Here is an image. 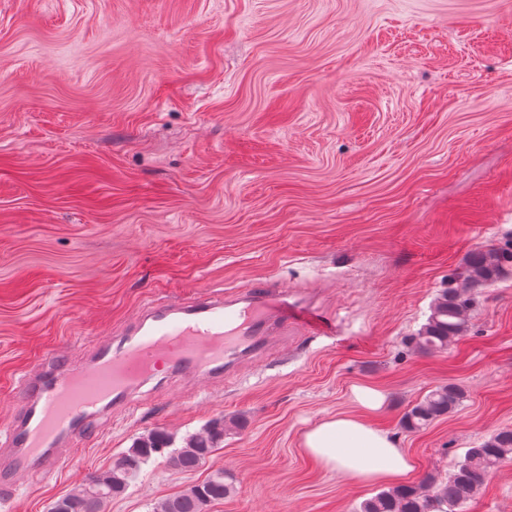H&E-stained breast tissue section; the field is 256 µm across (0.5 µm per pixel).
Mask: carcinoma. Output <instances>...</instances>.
I'll list each match as a JSON object with an SVG mask.
<instances>
[{"label":"carcinoma","mask_w":512,"mask_h":512,"mask_svg":"<svg viewBox=\"0 0 512 512\" xmlns=\"http://www.w3.org/2000/svg\"><path fill=\"white\" fill-rule=\"evenodd\" d=\"M510 264L512 247L472 252L461 283L437 295L426 322L408 338V344L423 353L448 350L468 331V313L475 302V292L496 283ZM464 398L463 390L454 384L437 386L404 413L401 426L410 431L423 429L453 412ZM222 442V423L207 426L174 450L170 449V436L155 430L136 440L107 470L90 476L86 483L61 496L62 512H105L112 498L123 494L150 460L160 457L174 469L190 472L200 467ZM507 461H512V429H501L467 449L447 475L427 474L417 484L383 489L363 500L357 512H467L488 474ZM232 491L225 473L216 471L203 483L158 502L154 512H203L207 504L223 500Z\"/></svg>","instance_id":"cac0c4a2"}]
</instances>
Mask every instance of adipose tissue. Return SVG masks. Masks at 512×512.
<instances>
[{
    "instance_id": "ef3b65f1",
    "label": "adipose tissue",
    "mask_w": 512,
    "mask_h": 512,
    "mask_svg": "<svg viewBox=\"0 0 512 512\" xmlns=\"http://www.w3.org/2000/svg\"><path fill=\"white\" fill-rule=\"evenodd\" d=\"M354 401L363 408L360 416L339 414L306 429L301 446L320 466L364 484L397 483L414 468L412 459L396 439L376 428L369 414L384 405L383 391L367 385L352 389Z\"/></svg>"
}]
</instances>
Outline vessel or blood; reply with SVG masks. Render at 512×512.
<instances>
[{"label":"vessel or blood","mask_w":512,"mask_h":512,"mask_svg":"<svg viewBox=\"0 0 512 512\" xmlns=\"http://www.w3.org/2000/svg\"><path fill=\"white\" fill-rule=\"evenodd\" d=\"M291 329L332 336L336 321L264 279L188 302L145 306L115 336L95 345L82 364L61 352L45 353L19 386L0 492L14 493V473L45 472L61 444L91 431L95 416L132 409L136 391L148 381L224 378Z\"/></svg>","instance_id":"obj_1"}]
</instances>
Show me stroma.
I'll return each instance as SVG.
<instances>
[{"label":"stroma","mask_w":512,"mask_h":512,"mask_svg":"<svg viewBox=\"0 0 512 512\" xmlns=\"http://www.w3.org/2000/svg\"><path fill=\"white\" fill-rule=\"evenodd\" d=\"M512 241V0H0V436L52 348L88 356L152 300L266 278L334 315L229 381L149 387L0 512H48L162 429L210 423L195 471L149 462L106 512L221 469L204 512H355L378 485L305 454V429L383 389L374 424L443 475L512 428V272L447 352L408 345L477 248ZM463 403L401 428L430 389ZM244 418L237 429L230 422ZM468 512H512V462ZM352 397L367 413L378 412L386 400V394L383 391L367 385L354 386Z\"/></svg>","instance_id":"35a3bbf8"}]
</instances>
